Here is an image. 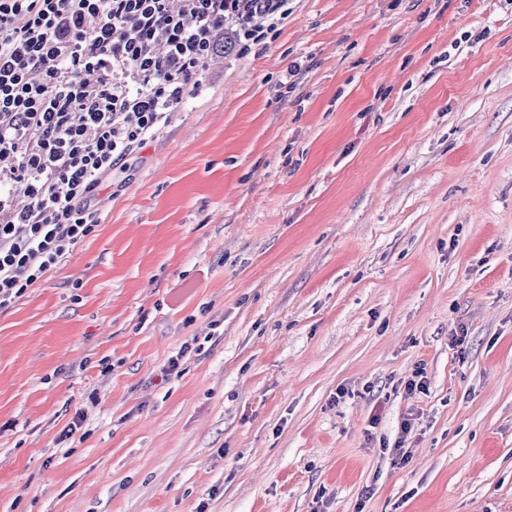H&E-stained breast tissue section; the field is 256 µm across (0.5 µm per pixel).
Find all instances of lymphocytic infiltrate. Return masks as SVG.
Returning a JSON list of instances; mask_svg holds the SVG:
<instances>
[{
  "label": "lymphocytic infiltrate",
  "instance_id": "lymphocytic-infiltrate-1",
  "mask_svg": "<svg viewBox=\"0 0 512 512\" xmlns=\"http://www.w3.org/2000/svg\"><path fill=\"white\" fill-rule=\"evenodd\" d=\"M235 0H0V310L45 282L91 235L96 196L128 169L224 57L288 16L259 23Z\"/></svg>",
  "mask_w": 512,
  "mask_h": 512
}]
</instances>
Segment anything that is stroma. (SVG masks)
Listing matches in <instances>:
<instances>
[{
	"label": "stroma",
	"mask_w": 512,
	"mask_h": 512,
	"mask_svg": "<svg viewBox=\"0 0 512 512\" xmlns=\"http://www.w3.org/2000/svg\"><path fill=\"white\" fill-rule=\"evenodd\" d=\"M288 8L0 310V512H512V0Z\"/></svg>",
	"instance_id": "stroma-1"
}]
</instances>
